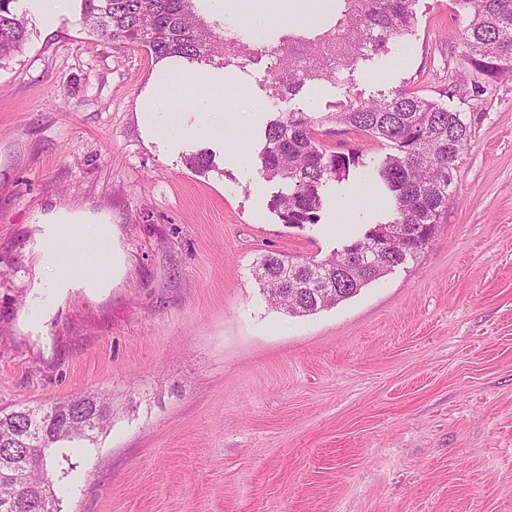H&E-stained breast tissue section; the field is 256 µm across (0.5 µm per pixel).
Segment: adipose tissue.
<instances>
[{
    "label": "adipose tissue",
    "mask_w": 512,
    "mask_h": 512,
    "mask_svg": "<svg viewBox=\"0 0 512 512\" xmlns=\"http://www.w3.org/2000/svg\"><path fill=\"white\" fill-rule=\"evenodd\" d=\"M227 80L225 70L201 68L188 73L181 58H165L138 100L140 120L145 128L174 138L189 129L204 138H223Z\"/></svg>",
    "instance_id": "1"
}]
</instances>
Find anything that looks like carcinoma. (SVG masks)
<instances>
[{"mask_svg":"<svg viewBox=\"0 0 512 512\" xmlns=\"http://www.w3.org/2000/svg\"><path fill=\"white\" fill-rule=\"evenodd\" d=\"M14 0H0V61L28 41L25 17ZM81 22L117 47H144L157 59L169 55L229 66L259 50L239 36L220 37L197 13L198 0H80ZM331 27L293 30L282 35L273 53L279 66L268 90L290 99L309 85L346 86L361 63L381 54L387 43L409 34L418 0H336ZM469 15L464 42L467 68L462 82L482 95L512 73V0H455ZM333 112H281L268 122L262 174L285 187L273 201L288 225L316 224L322 188L342 181L359 154L327 151L316 129L334 124L390 144L394 154L376 170L391 195L403 245L382 250L364 264L374 241L368 226L362 238L323 261L293 259L270 252L253 266V275L274 305L305 316L356 295L383 274L415 261L434 238L448 205L456 162L472 138L463 113L416 92L394 88L368 98L346 92ZM112 428V399L81 393L35 407L0 412V512H59L55 471L46 451L59 442L93 441Z\"/></svg>","mask_w":512,"mask_h":512,"instance_id":"1","label":"carcinoma"}]
</instances>
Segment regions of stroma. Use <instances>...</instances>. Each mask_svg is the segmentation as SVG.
I'll return each instance as SVG.
<instances>
[{"label": "stroma", "mask_w": 512, "mask_h": 512, "mask_svg": "<svg viewBox=\"0 0 512 512\" xmlns=\"http://www.w3.org/2000/svg\"><path fill=\"white\" fill-rule=\"evenodd\" d=\"M329 5L271 0L260 27L203 11L265 51L238 71L237 139L173 143L138 119L145 48L93 33L79 5L49 26L17 0L30 36L0 62V409L112 397L110 432L50 450L61 512H512V79L480 97L459 84L454 0H418L412 34L350 86H405L472 124L421 257L308 316L253 276L268 252L322 260L392 212L375 175L390 145L323 128L358 164L324 187L319 223L271 207L267 122L340 92L272 99L268 48L299 16L326 27ZM203 150L213 165L191 167ZM57 209L105 218L97 284L66 275L88 239L47 223Z\"/></svg>", "instance_id": "obj_1"}]
</instances>
